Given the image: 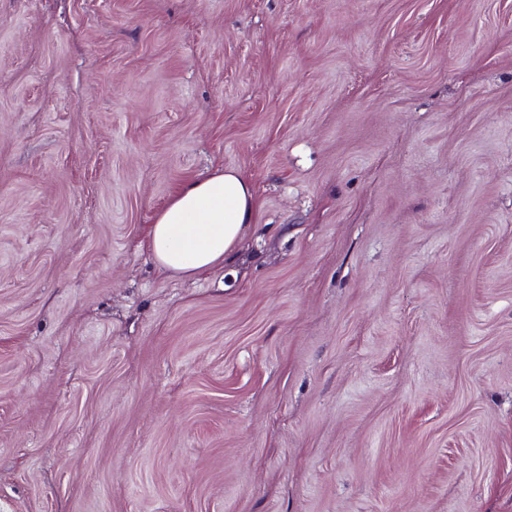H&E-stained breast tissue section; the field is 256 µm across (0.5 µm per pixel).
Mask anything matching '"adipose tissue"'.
<instances>
[{
    "label": "adipose tissue",
    "mask_w": 512,
    "mask_h": 512,
    "mask_svg": "<svg viewBox=\"0 0 512 512\" xmlns=\"http://www.w3.org/2000/svg\"><path fill=\"white\" fill-rule=\"evenodd\" d=\"M257 209L247 177L215 169L178 188L156 214L146 247L159 270L197 276L232 259L244 232L255 223Z\"/></svg>",
    "instance_id": "ef3b65f1"
}]
</instances>
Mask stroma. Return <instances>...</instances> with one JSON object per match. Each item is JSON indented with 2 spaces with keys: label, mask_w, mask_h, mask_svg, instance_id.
<instances>
[{
  "label": "stroma",
  "mask_w": 512,
  "mask_h": 512,
  "mask_svg": "<svg viewBox=\"0 0 512 512\" xmlns=\"http://www.w3.org/2000/svg\"><path fill=\"white\" fill-rule=\"evenodd\" d=\"M0 512H512V0H0ZM257 209L250 180L217 168L178 188L150 225L146 247L159 270L197 276L233 258L244 232L255 224Z\"/></svg>",
  "instance_id": "35a3bbf8"
}]
</instances>
